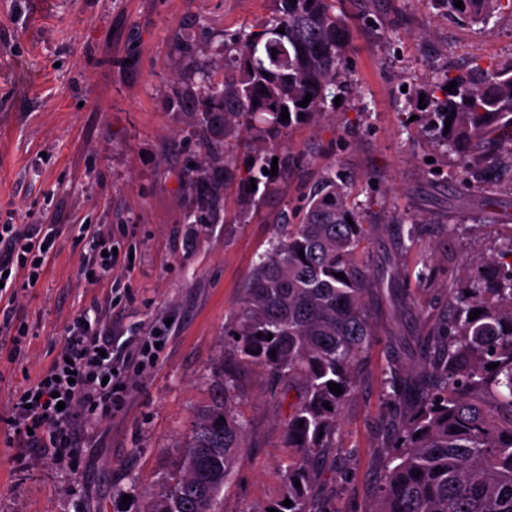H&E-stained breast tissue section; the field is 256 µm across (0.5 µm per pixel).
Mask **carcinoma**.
<instances>
[{
  "label": "carcinoma",
  "mask_w": 512,
  "mask_h": 512,
  "mask_svg": "<svg viewBox=\"0 0 512 512\" xmlns=\"http://www.w3.org/2000/svg\"><path fill=\"white\" fill-rule=\"evenodd\" d=\"M277 2L271 18L224 41L223 82L202 71L188 87L208 153L205 164L187 170L202 216L217 210L232 180L228 146L211 135L242 133L255 143L239 175L254 204L276 192V177L263 172L276 157L269 144L287 128L317 121L341 90L351 30L347 15L336 12L339 0ZM434 2L466 23L512 10V0H462L460 8L456 0ZM453 81L456 88L446 90ZM308 94L311 101L299 106ZM411 97L422 103L426 129L456 154L463 180L490 186L502 171L512 172V60L476 62L465 74L447 70ZM351 193L335 172L320 176L299 222L284 225L261 257L239 320L225 331L232 354L215 372L217 393L196 414L183 455L142 512H224V486L246 447L245 424L233 408L241 363L265 369L295 392L285 426L295 455L280 497L255 512H316L317 475L336 447L357 366L376 336L364 255L379 227L362 223ZM477 309L478 318L469 320ZM492 363L497 367L488 368ZM329 382L342 394L331 393ZM384 397L392 411L381 431L394 451L380 463L384 479L368 512H512V233L472 275L448 286V304L419 361L409 372L388 367ZM287 499L292 506L283 505Z\"/></svg>",
  "instance_id": "obj_1"
}]
</instances>
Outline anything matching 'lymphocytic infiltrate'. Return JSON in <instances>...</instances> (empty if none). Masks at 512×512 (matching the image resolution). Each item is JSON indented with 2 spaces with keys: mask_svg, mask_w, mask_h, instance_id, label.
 Segmentation results:
<instances>
[{
  "mask_svg": "<svg viewBox=\"0 0 512 512\" xmlns=\"http://www.w3.org/2000/svg\"><path fill=\"white\" fill-rule=\"evenodd\" d=\"M62 230L56 224L0 225V336L8 335L13 354L23 337L15 333L18 270L41 277ZM149 339L119 338L99 317L83 314L67 329L61 350L35 385L23 390L13 415L1 422L11 437L41 449L52 460L68 457L78 444L77 411L106 417L121 401L132 360L148 358Z\"/></svg>",
  "mask_w": 512,
  "mask_h": 512,
  "instance_id": "lymphocytic-infiltrate-1",
  "label": "lymphocytic infiltrate"
}]
</instances>
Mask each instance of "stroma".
<instances>
[{
	"label": "stroma",
	"instance_id": "stroma-1",
	"mask_svg": "<svg viewBox=\"0 0 512 512\" xmlns=\"http://www.w3.org/2000/svg\"><path fill=\"white\" fill-rule=\"evenodd\" d=\"M276 0H0V224H62L39 287L18 289L26 330L14 357L0 346V417H9L60 351L66 327L97 310L116 336H158L153 363L129 366L111 416L77 414L71 457L51 460L0 430V512H141L179 458L213 394L211 370L230 346L242 290L278 227L297 221L325 169L350 180L363 223L379 225L367 265L380 288L367 306L378 332L340 417L336 465L315 497L324 512H365L382 481L377 422L391 363L412 367L417 341L448 301L449 284L512 231V184L461 182L452 155L416 118L407 90L474 58L512 57V14L463 25L434 0H342L352 21L339 107L285 130L279 190L257 207L231 182L215 220L196 219L184 177L205 152L189 131L195 103L168 101L197 67L224 77L227 34L275 13ZM111 231L116 262L90 284V239ZM416 229V246L398 250ZM432 278L418 282L423 265ZM246 447L224 488V512L279 498L291 454L288 401L263 370H241L234 404Z\"/></svg>",
	"mask_w": 512,
	"mask_h": 512
}]
</instances>
